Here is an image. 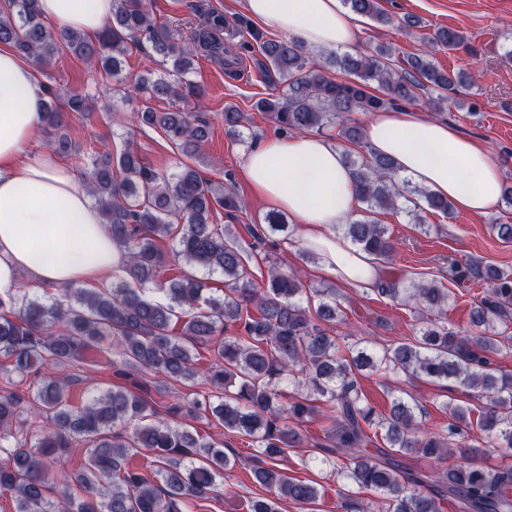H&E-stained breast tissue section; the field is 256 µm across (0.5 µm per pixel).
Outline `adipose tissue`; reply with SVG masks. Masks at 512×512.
Instances as JSON below:
<instances>
[{"mask_svg":"<svg viewBox=\"0 0 512 512\" xmlns=\"http://www.w3.org/2000/svg\"><path fill=\"white\" fill-rule=\"evenodd\" d=\"M269 29L308 48L350 49L354 15L342 0H244ZM44 19L94 37L112 17V0H38ZM43 90L29 62L0 47V298L16 296L22 280L36 288L86 285L119 272L125 255L112 238L77 176L24 146L41 117ZM368 147L392 158L398 177L451 200L460 212L482 215L499 200L498 157L447 123L403 108L376 113L365 129ZM245 180L268 207L304 227L303 245L340 283L372 286L377 260L336 232L358 203L342 154L328 138L307 133L278 137L251 150Z\"/></svg>","mask_w":512,"mask_h":512,"instance_id":"adipose-tissue-1","label":"adipose tissue"}]
</instances>
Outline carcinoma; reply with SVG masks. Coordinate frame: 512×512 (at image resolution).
Returning a JSON list of instances; mask_svg holds the SVG:
<instances>
[{"instance_id": "obj_1", "label": "carcinoma", "mask_w": 512, "mask_h": 512, "mask_svg": "<svg viewBox=\"0 0 512 512\" xmlns=\"http://www.w3.org/2000/svg\"><path fill=\"white\" fill-rule=\"evenodd\" d=\"M352 12L386 25L391 17L380 0H344ZM249 34L259 42V61L280 95L258 99L254 108L268 115L286 134L334 128L337 136L361 149L350 161L364 213L336 226L358 250L383 261L396 249L387 226L373 214L393 209L411 194L412 213L448 215L453 203L426 188H410L399 179L390 159L368 150L364 131L350 123L353 112H381L419 100L433 87L438 96L425 106L441 108L448 93L473 84L472 75L439 68L427 51L407 58V67L393 70V50L379 45L375 54L331 53L324 63H311L307 49L290 39H266L249 19H232L214 10L202 13L189 41H176L170 27L157 21L150 0H112V21L94 38L45 25L37 0H0V45L12 48L43 72L56 55L68 52L121 83L126 97L163 100L168 108L151 106L134 113L138 125L164 131L185 157L198 155L209 135L201 113L187 109L206 95L190 78L194 59L208 58L229 74L237 58L224 50V35ZM428 43L450 49L469 48L465 35L438 28ZM143 49L160 67L152 79L122 83L121 56L127 44ZM328 67L349 75L331 78ZM42 125L50 148L76 159L84 170L89 195L108 225L112 242L126 256L124 277L110 289L66 288L50 305L27 293L0 299V353L11 358V371L30 378L27 395L0 394V494L13 499L14 512H189L193 500L219 492V479L238 456L224 446L165 421L147 398L126 387L112 389L77 406L70 396L73 382L58 379L53 369L86 360L92 352H110L127 369L150 376L203 384L212 392L191 401L224 430L252 438L248 457L251 475L268 492L252 498L246 512H280L291 501L309 508L320 498L318 483L288 477L278 462L302 437L294 425L312 420L313 396L332 404L333 416L320 445L325 461L344 463L336 474L358 489L382 495L386 512H442L444 501L458 512H512V466L485 467L480 441L471 436L470 410L456 406L441 432L421 427V406L394 398L390 413L379 416L366 402L358 374L365 370L454 381L484 400L478 428L489 447L512 457V378L496 374L494 357L512 348V273L477 262H448V279L485 281L487 294L471 314L472 328L448 326L450 290L442 282L407 283L385 280L377 291L403 299L426 318L419 335L373 353L351 336H336L319 321L338 319L336 289L317 288V306L303 305L304 285L297 270L270 267L268 279L254 282L238 236L230 225L219 229L214 216L238 209L224 186L205 180L187 162L168 174L147 165L127 147L87 153L69 133V118H88L96 111L95 96L61 95L46 86ZM244 113L224 107V131L238 136ZM256 238L288 239L285 217L269 212ZM172 240L173 256L189 267L183 275L157 282L164 265L159 241ZM205 269L224 278V298L205 297L204 283L190 269ZM153 284L166 301L144 295ZM242 336H221L228 326ZM211 345L214 361L198 366L192 348ZM292 387L291 395L281 389ZM87 444V458L78 470H67L69 449ZM144 448L159 463L153 472L128 469L133 449ZM448 457L455 463L434 478L407 469L402 457ZM77 493L64 495L63 507L50 498V474Z\"/></svg>"}]
</instances>
